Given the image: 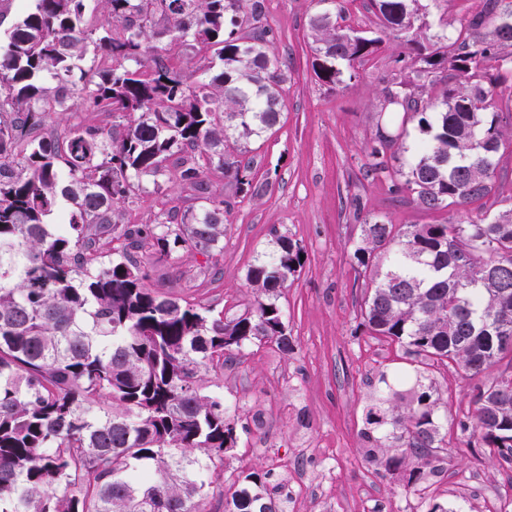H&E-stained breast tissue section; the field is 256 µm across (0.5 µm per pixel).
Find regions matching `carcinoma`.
Masks as SVG:
<instances>
[{"label":"carcinoma","mask_w":512,"mask_h":512,"mask_svg":"<svg viewBox=\"0 0 512 512\" xmlns=\"http://www.w3.org/2000/svg\"><path fill=\"white\" fill-rule=\"evenodd\" d=\"M35 0L0 44V512H206L236 443L224 400L203 374L253 341L293 350L279 298L302 267V248L274 234V249L246 279L253 306L227 319L200 301L148 285L149 265L181 254L216 270L224 251L220 171L243 194L259 187L249 164L224 154L228 131L248 140L278 119L286 66L266 47L264 0ZM382 33L407 46L385 88L371 148L373 170L427 211L462 207L495 191L502 128L493 101L512 89V0H481L467 35L441 31L424 46L411 0H371ZM311 18L313 70L334 87L382 44L348 23L347 0ZM192 38L207 78L150 42ZM112 66H82L88 50ZM448 73L439 101L429 96ZM50 76L52 83H44ZM75 101L89 116L62 134L48 120ZM403 113L422 138L402 162L385 113ZM111 123L103 133L98 118ZM176 168L198 205L161 200L146 223L119 204L163 192ZM364 273L361 325L408 357L448 362L476 376L512 353V207L462 224L361 225L352 254ZM425 372L381 375L368 406L365 456L416 491L433 472L438 394ZM471 425L479 447L512 463V374L478 387ZM208 459L204 465L196 452ZM214 468L210 479L200 466ZM280 486L252 471L224 494L225 512H286Z\"/></svg>","instance_id":"cac0c4a2"}]
</instances>
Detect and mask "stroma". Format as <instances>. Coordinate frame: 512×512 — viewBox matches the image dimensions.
<instances>
[{"label":"stroma","instance_id":"obj_1","mask_svg":"<svg viewBox=\"0 0 512 512\" xmlns=\"http://www.w3.org/2000/svg\"><path fill=\"white\" fill-rule=\"evenodd\" d=\"M421 3L417 23L424 36L444 29L454 37L480 0ZM320 9L316 0H266V23L277 36L269 50L287 64L288 80L276 125L262 138L227 142L228 155L251 158L250 176L264 191L242 196L222 174L210 176L212 191L226 201L219 275L196 276L187 256L150 271L151 288L214 305L230 319L257 298L246 273L271 250L272 233L287 235L304 250V265L280 299L292 351L255 342L223 374L204 377L207 392L223 397L235 423L236 446L224 456V482L268 470L272 483L284 485L292 473L312 477L327 468L331 479L319 489H295L288 512H375L379 503L386 512H426L433 503L448 505L449 485L481 481L495 495L482 512H512V467L470 447L461 429L472 420L476 386L512 371L510 357L474 377L452 364L428 363L439 395L438 456L447 463L436 488L406 492L396 476L367 463L361 432L377 379L413 371L415 364L397 344L362 327L363 278L351 260L368 219L456 223L512 207V93L498 101L503 136L495 195L451 211L425 212L393 194L385 174L371 171L378 112L404 45L386 35L375 59L354 64L350 78L329 88L312 69L317 42L310 21Z\"/></svg>","mask_w":512,"mask_h":512}]
</instances>
